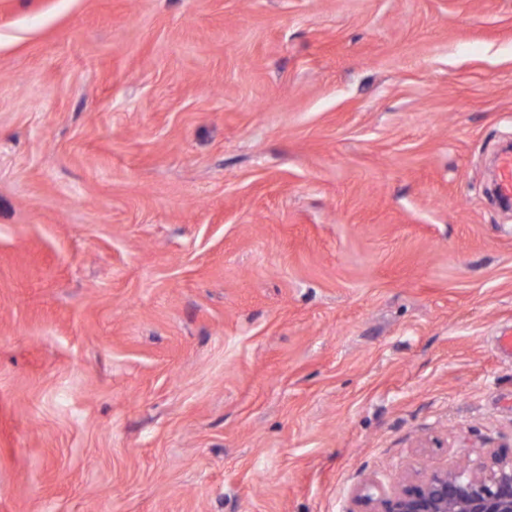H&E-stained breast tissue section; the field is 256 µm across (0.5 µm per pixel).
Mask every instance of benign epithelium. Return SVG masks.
Listing matches in <instances>:
<instances>
[{"instance_id":"1","label":"benign epithelium","mask_w":512,"mask_h":512,"mask_svg":"<svg viewBox=\"0 0 512 512\" xmlns=\"http://www.w3.org/2000/svg\"><path fill=\"white\" fill-rule=\"evenodd\" d=\"M465 468L411 476L387 495L367 481L355 493L361 512H512V455L480 448Z\"/></svg>"}]
</instances>
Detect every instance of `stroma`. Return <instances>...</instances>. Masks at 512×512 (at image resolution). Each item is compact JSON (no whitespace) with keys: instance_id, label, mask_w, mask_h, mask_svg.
I'll return each instance as SVG.
<instances>
[{"instance_id":"obj_1","label":"stroma","mask_w":512,"mask_h":512,"mask_svg":"<svg viewBox=\"0 0 512 512\" xmlns=\"http://www.w3.org/2000/svg\"><path fill=\"white\" fill-rule=\"evenodd\" d=\"M512 0H0V512H354L512 444Z\"/></svg>"}]
</instances>
